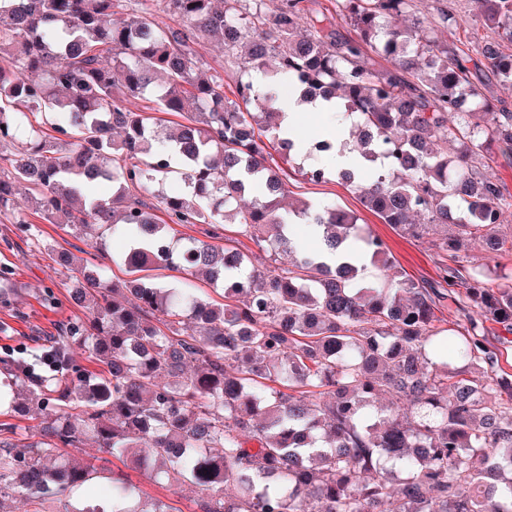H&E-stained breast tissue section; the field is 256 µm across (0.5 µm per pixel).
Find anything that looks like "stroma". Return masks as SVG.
Returning <instances> with one entry per match:
<instances>
[{"mask_svg": "<svg viewBox=\"0 0 512 512\" xmlns=\"http://www.w3.org/2000/svg\"><path fill=\"white\" fill-rule=\"evenodd\" d=\"M441 3L447 6L448 17L455 26L450 31L437 29L439 41L454 39L459 48L468 51L477 43L494 39V32L480 21L479 0H413L411 8L394 17L392 23L401 28L410 25L413 18L430 16ZM285 170L288 207L304 202H329L355 212L364 231L386 241L400 275L419 284L440 281L442 267L449 259L430 240L412 238L381 223L363 207L357 193L338 182L307 181L294 163L286 165ZM24 216L32 224V233L26 237L17 236L14 225L0 223V291L8 297L7 303H0V372L10 377L14 376L19 361L30 354L50 350L60 328L84 315L82 308L68 300V290L77 283L80 274L58 266L55 262L58 252L68 251L78 257L90 252L95 254L97 262L110 264L114 282L126 278L124 267L111 263V249L102 248L107 233L99 225L65 229L43 221L29 210ZM98 465L106 474L97 485L99 501L107 500L112 478L122 477L136 484L146 497L162 499L178 512H200L198 504L203 493L191 484L167 486L106 454L100 455Z\"/></svg>", "mask_w": 512, "mask_h": 512, "instance_id": "1", "label": "stroma"}]
</instances>
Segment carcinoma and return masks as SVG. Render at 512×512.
<instances>
[{
  "instance_id": "obj_1",
  "label": "carcinoma",
  "mask_w": 512,
  "mask_h": 512,
  "mask_svg": "<svg viewBox=\"0 0 512 512\" xmlns=\"http://www.w3.org/2000/svg\"><path fill=\"white\" fill-rule=\"evenodd\" d=\"M116 2L0 0V148L26 137L15 157L0 154L11 167L0 171V216L29 234L21 198L50 223L103 225L133 296L122 299L107 265L80 260L70 300L85 318L61 330L55 370L30 390L44 426L22 447L0 441V498L47 512L80 490L76 512H175L122 480L110 508L98 503L97 465L63 453L95 444L156 480L197 485L200 512H389L394 499L403 512H512V375L497 373L485 337L493 326L512 333V272L456 255L465 241L512 254L502 232L512 193L473 166L512 165V111L458 107L494 82L512 86V54L497 42L474 56L438 42L446 12L392 27L411 0H341L356 40L329 20L302 25L303 0L254 21L240 0H142L151 6L109 23ZM480 3L483 24L512 43V0ZM258 23L259 39L245 41ZM209 37L240 57L235 101L197 54ZM368 48L391 66L370 65ZM284 84L301 105L326 102L350 122L346 144L363 160L328 169L315 159L334 141L317 138L303 175L340 181L413 238L434 236L453 252L442 283L389 274L387 243L352 212H282L286 172L272 152L295 159L274 106ZM145 98L153 105L129 107ZM159 112L179 117L163 137ZM167 181L179 187L158 190ZM256 184L265 197L245 202ZM174 224H202L224 245L176 246ZM228 224L273 256L298 257L251 267ZM448 224L453 233L439 231ZM310 226L316 252L297 242ZM157 270L203 271L224 302L187 282L164 286ZM447 299L466 320L448 337L453 362L431 357ZM74 345L97 370L76 363Z\"/></svg>"
}]
</instances>
